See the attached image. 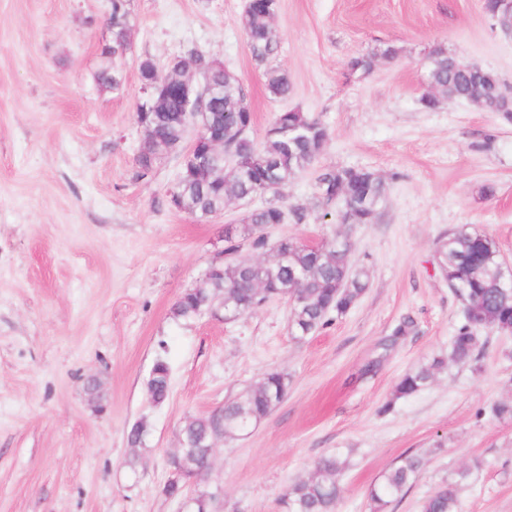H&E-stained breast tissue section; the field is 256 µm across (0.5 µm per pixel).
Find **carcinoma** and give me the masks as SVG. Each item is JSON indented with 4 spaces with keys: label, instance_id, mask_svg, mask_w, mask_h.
<instances>
[{
    "label": "carcinoma",
    "instance_id": "obj_1",
    "mask_svg": "<svg viewBox=\"0 0 512 512\" xmlns=\"http://www.w3.org/2000/svg\"><path fill=\"white\" fill-rule=\"evenodd\" d=\"M484 13L501 30L512 28V0H483ZM277 10V0H266L262 9L248 8L242 25L252 56L259 64L275 52L270 16ZM129 0H112L107 18L110 32L108 45L100 50V67L96 82L106 91L118 92L123 86L122 70L115 60L129 45ZM395 48L387 46L352 60V69L369 73L377 59H392ZM429 56L433 63L426 71V82L448 95L462 99L470 93L472 74L466 61L434 47ZM201 73L207 75L215 95L204 99V122L211 136L224 138L225 160H215L196 150L180 165L177 185L181 202L169 199L170 205L199 218L224 210L232 198L245 201L253 195L269 194L267 205L252 210L235 231L224 230V262L210 266L202 284L185 290L175 302L172 314L177 320H192L205 314L208 302L224 305V310L238 316L249 314L275 298H290L288 289L297 287L291 302V332L305 338L323 328L330 316L345 314L368 288L369 270L351 266L336 242L310 247L295 239L282 249L284 258L260 261L253 253L271 252L274 244L264 230L282 224L287 218L297 224L306 222L309 209L301 204L284 208V188L302 173L311 169L327 140V130L315 117L298 109L275 114L264 138L251 136L252 113L247 111L244 93L238 81L215 59L194 54ZM141 83L167 88L177 84L185 74L182 63L168 64L161 69L149 57L138 65ZM479 81L484 93L477 104L492 112L491 91L500 82L492 69H480ZM268 93L286 99L292 93L288 76L276 69L265 72ZM189 110L185 101L167 96L154 103L144 97L136 105V121L143 138L135 158L137 177L151 174L163 148L184 139ZM249 165L248 174L240 178L231 165ZM390 191V183L365 168H336L320 173L316 181L320 219L332 215L329 206L340 197L349 201L356 224H371L377 219ZM439 269L448 280V287L459 296L464 313L472 315L485 329L506 332L512 326V288L501 287L503 264L496 243L486 235L465 228L441 237L436 249ZM475 347L474 329L469 321L458 329L450 346L451 359L468 362ZM445 358L405 373L395 386L398 398L411 396L433 380L435 370L444 366ZM152 378L147 389L152 401L164 402L170 391V369L158 358L152 365ZM287 390L284 374L270 371L252 388L224 403L220 412L188 419L183 428L185 450L190 452V467L198 472L209 469L211 449L204 442L221 433L236 438L266 417L283 399ZM422 467V459L408 455L386 471L369 491L370 512H388L389 506L408 491ZM340 462L334 456L321 458L310 477L292 482L285 490L282 505L286 512H335L341 495L337 481ZM467 472L458 473L453 482L444 481L421 504V512H458V491Z\"/></svg>",
    "mask_w": 512,
    "mask_h": 512
}]
</instances>
